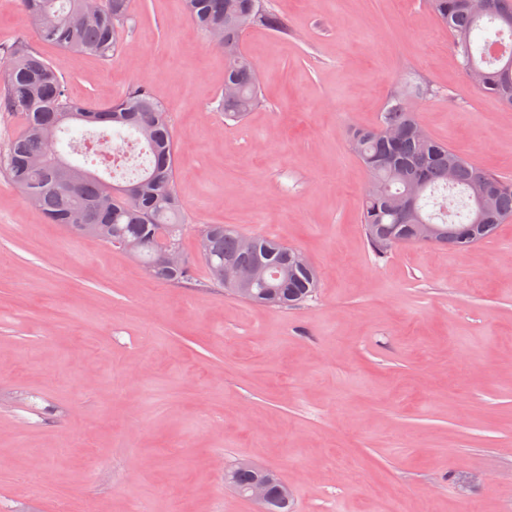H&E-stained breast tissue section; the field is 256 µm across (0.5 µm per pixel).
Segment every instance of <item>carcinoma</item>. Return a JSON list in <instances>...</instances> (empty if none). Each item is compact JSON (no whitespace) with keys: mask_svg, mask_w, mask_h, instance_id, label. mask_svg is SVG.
<instances>
[{"mask_svg":"<svg viewBox=\"0 0 512 512\" xmlns=\"http://www.w3.org/2000/svg\"><path fill=\"white\" fill-rule=\"evenodd\" d=\"M184 9L205 34L224 33V80L236 88L220 97L224 119L239 122L261 104L259 70L241 47L242 34L263 25L282 33L286 23L269 0H183ZM448 30L451 46L470 85L512 108V0H426ZM39 39L56 44L65 54H90L110 60L120 49L131 20L132 0H98L93 12L83 0H21ZM10 63L0 71V112L23 115L22 131L0 152L4 169L21 194L34 193L38 210L49 223L114 248L137 243L134 257L149 276L161 283L193 279L194 263L182 270L162 258V245L182 244L184 218L175 193V149L168 112L143 83L130 86L106 107L70 97L57 66L44 60L25 39L0 48ZM430 96L421 84L394 92L376 127L353 125L348 145L368 174L360 224L372 252L384 258L400 245L418 242V225L432 224L438 234L431 243L467 249L512 218V180L484 170L432 138L420 120L417 100ZM97 128L95 135L114 158L116 140L128 146L123 131L144 143L145 161L132 182L114 185L63 155L46 160L47 141L62 143L71 125ZM200 259L209 280L250 303L286 310L308 301L320 273L302 252L278 240L246 236L235 225L204 224ZM226 263L259 265L261 274L247 290L226 283ZM227 484L239 495L257 479L267 483L266 512H288L291 492L273 470L239 464L226 470Z\"/></svg>","mask_w":512,"mask_h":512,"instance_id":"cac0c4a2","label":"carcinoma"}]
</instances>
